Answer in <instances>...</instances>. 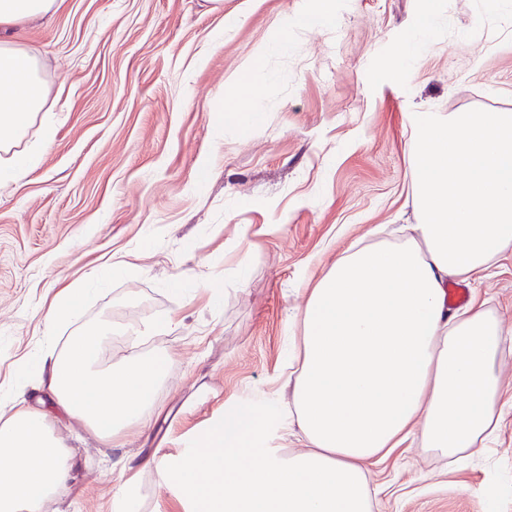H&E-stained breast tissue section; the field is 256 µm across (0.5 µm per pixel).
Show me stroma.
Listing matches in <instances>:
<instances>
[{"label":"stroma","mask_w":512,"mask_h":512,"mask_svg":"<svg viewBox=\"0 0 512 512\" xmlns=\"http://www.w3.org/2000/svg\"><path fill=\"white\" fill-rule=\"evenodd\" d=\"M335 2L331 22L299 25L316 0H63L16 28L56 120L40 164L0 182V416L16 397L48 399L15 370L38 358L63 289L86 292L57 348L106 320L102 364L166 359L150 426L121 448L58 416L76 468L44 512H111L122 454L139 467L141 512H183L147 460L177 455L228 404L277 417L309 289L352 243L396 241L416 221L413 114L512 111V0L488 17L481 0H437L430 43L399 76L421 0ZM259 51L253 94L223 116ZM468 291L512 331V256ZM370 478L377 512H512V407L489 453L452 467L416 440Z\"/></svg>","instance_id":"obj_1"}]
</instances>
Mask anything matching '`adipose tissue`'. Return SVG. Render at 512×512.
Here are the masks:
<instances>
[{"mask_svg":"<svg viewBox=\"0 0 512 512\" xmlns=\"http://www.w3.org/2000/svg\"><path fill=\"white\" fill-rule=\"evenodd\" d=\"M58 0H0V177L38 166L52 135L35 54L12 26ZM39 141L23 144L32 124ZM410 203L419 216L395 245L345 250L300 313L298 366L283 373V434L303 449L257 447L267 414L228 405L205 435L150 464L185 512H374L370 465L409 438L445 456L486 448L507 387L497 370L505 332L485 303L450 313L449 279L481 282L512 252V111L426 112L412 121ZM109 325L45 346L18 379L38 376L52 408L119 441L149 426L164 364L154 357L98 368ZM0 512H42L65 491L73 459L50 410L19 407L0 421Z\"/></svg>","mask_w":512,"mask_h":512,"instance_id":"adipose-tissue-1","label":"adipose tissue"}]
</instances>
